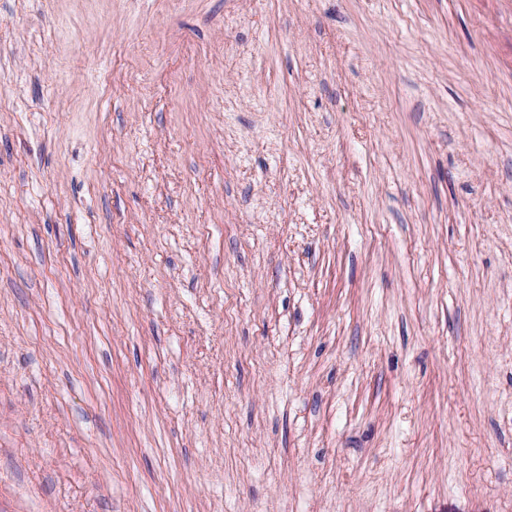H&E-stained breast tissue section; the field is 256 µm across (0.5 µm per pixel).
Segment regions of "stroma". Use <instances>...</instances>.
I'll return each mask as SVG.
<instances>
[{
    "label": "stroma",
    "instance_id": "35a3bbf8",
    "mask_svg": "<svg viewBox=\"0 0 512 512\" xmlns=\"http://www.w3.org/2000/svg\"><path fill=\"white\" fill-rule=\"evenodd\" d=\"M0 512H512V0H0Z\"/></svg>",
    "mask_w": 512,
    "mask_h": 512
}]
</instances>
